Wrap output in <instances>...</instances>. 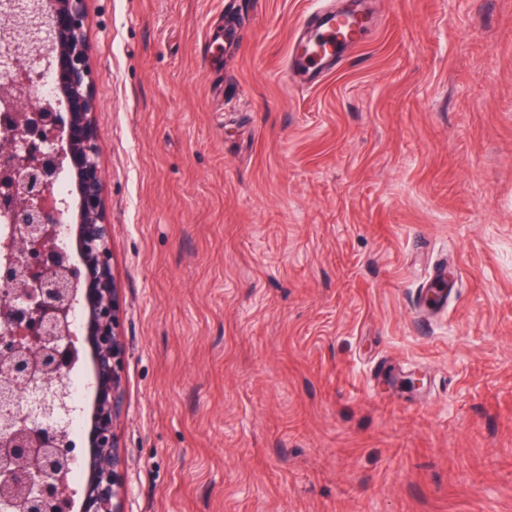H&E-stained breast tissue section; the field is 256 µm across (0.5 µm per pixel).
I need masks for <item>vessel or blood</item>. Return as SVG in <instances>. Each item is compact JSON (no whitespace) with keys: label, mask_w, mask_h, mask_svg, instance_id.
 I'll return each mask as SVG.
<instances>
[{"label":"vessel or blood","mask_w":512,"mask_h":512,"mask_svg":"<svg viewBox=\"0 0 512 512\" xmlns=\"http://www.w3.org/2000/svg\"><path fill=\"white\" fill-rule=\"evenodd\" d=\"M365 25L347 12H324L311 17L298 29L291 54L307 84L314 85L334 69L345 51L359 44Z\"/></svg>","instance_id":"vessel-or-blood-1"}]
</instances>
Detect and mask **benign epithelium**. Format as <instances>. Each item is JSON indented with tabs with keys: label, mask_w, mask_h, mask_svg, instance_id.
I'll use <instances>...</instances> for the list:
<instances>
[{
	"label": "benign epithelium",
	"mask_w": 512,
	"mask_h": 512,
	"mask_svg": "<svg viewBox=\"0 0 512 512\" xmlns=\"http://www.w3.org/2000/svg\"><path fill=\"white\" fill-rule=\"evenodd\" d=\"M30 25L55 61L64 99L42 105L26 84L35 70L19 59L15 72L0 75V92L11 97L23 137L0 134V167L12 177L17 239L7 250L0 286L12 299L0 305L7 322L0 331V405L10 404L21 380L32 373H61L62 351L76 353L67 327L75 302L88 313L85 336L94 364L95 404L87 447L96 462L79 491V512H124L125 477L115 428L123 416L126 346L123 308L112 274V225L104 216L103 177L94 124L95 99L84 34L85 0H32L25 5ZM75 176L79 190L76 220L52 199L60 174ZM76 234L80 266L61 275L49 262L61 252L63 233ZM448 283L437 281L425 303L438 305ZM58 406L42 401L40 421L15 415L0 420V501L19 512H68L72 490L66 477L73 443L50 420Z\"/></svg>",
	"instance_id": "obj_1"
}]
</instances>
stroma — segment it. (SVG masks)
Listing matches in <instances>:
<instances>
[{
    "mask_svg": "<svg viewBox=\"0 0 512 512\" xmlns=\"http://www.w3.org/2000/svg\"><path fill=\"white\" fill-rule=\"evenodd\" d=\"M351 8L304 86L298 27ZM85 12L125 512H512V0ZM365 23L347 12H324L312 16L298 29L291 54L307 84L316 85L336 67L345 51L359 44Z\"/></svg>",
    "mask_w": 512,
    "mask_h": 512,
    "instance_id": "stroma-1",
    "label": "stroma"
}]
</instances>
